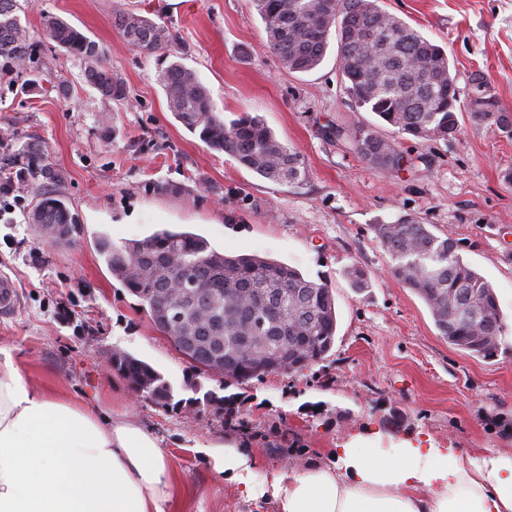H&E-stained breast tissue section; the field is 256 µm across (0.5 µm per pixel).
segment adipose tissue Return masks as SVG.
<instances>
[{"label": "adipose tissue", "instance_id": "ef3b65f1", "mask_svg": "<svg viewBox=\"0 0 512 512\" xmlns=\"http://www.w3.org/2000/svg\"><path fill=\"white\" fill-rule=\"evenodd\" d=\"M356 434L331 465L258 483L250 451L204 447L217 476L278 512H512V453ZM177 477L160 439L124 416L31 386L0 360V512H166Z\"/></svg>", "mask_w": 512, "mask_h": 512}]
</instances>
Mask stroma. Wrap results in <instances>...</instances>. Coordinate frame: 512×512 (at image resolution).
<instances>
[{
    "label": "stroma",
    "instance_id": "1",
    "mask_svg": "<svg viewBox=\"0 0 512 512\" xmlns=\"http://www.w3.org/2000/svg\"><path fill=\"white\" fill-rule=\"evenodd\" d=\"M387 10L448 53L455 84L468 95L483 71L512 111V0H380ZM131 10L165 23L172 52L194 69L225 120L261 116L301 155L307 176L277 184L210 149L170 112L159 64L122 37L113 23ZM56 16L105 51L125 81L129 101L102 99L64 49L43 36ZM21 21L41 61L34 89L0 84V279L19 300L0 315V348L35 386L78 397L152 430L162 440L188 494L169 512H277L218 479L199 451L236 444L256 458L258 482L328 465L350 435L379 430L382 447L429 438L464 450L512 448V135L471 124L459 113L448 139L399 146L414 164L400 173L367 164L329 125L354 123L385 138L391 127L346 94L329 47L308 73L284 68L270 48L253 0H29ZM42 145L43 164L61 174L41 185L26 174L22 147ZM64 200L79 225L72 243L37 238L27 214L39 193ZM411 215L452 238L463 259L493 286L506 329L494 357L450 345L424 302L391 277V258L374 227ZM189 231L230 254H254L326 283L336 301L337 332L323 360L299 373L248 384L194 376L109 272L100 238L121 246L159 229ZM359 267L370 285L353 288ZM153 366L175 399L202 391L234 399L238 429L223 411L198 404L165 409L135 400L108 368L113 350Z\"/></svg>",
    "mask_w": 512,
    "mask_h": 512
}]
</instances>
